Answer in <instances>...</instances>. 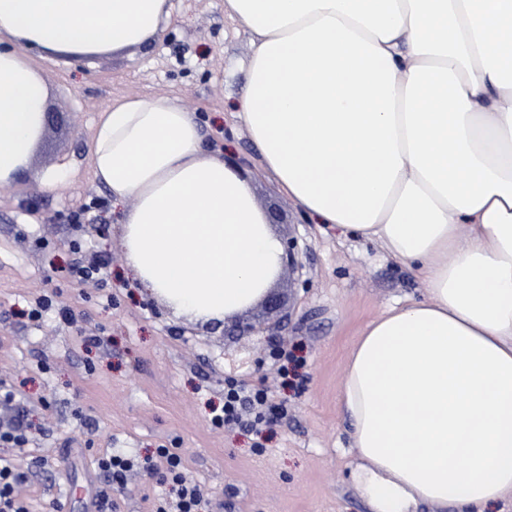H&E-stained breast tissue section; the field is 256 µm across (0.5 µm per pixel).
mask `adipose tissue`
I'll return each instance as SVG.
<instances>
[{"mask_svg": "<svg viewBox=\"0 0 512 512\" xmlns=\"http://www.w3.org/2000/svg\"><path fill=\"white\" fill-rule=\"evenodd\" d=\"M254 51L240 117L318 224L378 241L425 299L365 328L340 408L370 512L512 498V0H224ZM168 0H0V186L26 170L48 86L28 49L143 48ZM90 169L128 265L175 313L221 321L273 285L280 238L249 183L202 149L175 100L128 97Z\"/></svg>", "mask_w": 512, "mask_h": 512, "instance_id": "adipose-tissue-1", "label": "adipose tissue"}]
</instances>
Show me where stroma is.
<instances>
[{
	"mask_svg": "<svg viewBox=\"0 0 512 512\" xmlns=\"http://www.w3.org/2000/svg\"><path fill=\"white\" fill-rule=\"evenodd\" d=\"M253 48L224 0H169L149 47L71 57L30 50L49 87L47 122L29 169L0 186V383L15 393L0 419L23 418L24 447L0 446L25 480L31 512H91L104 484L99 454L147 461L159 447L181 453L209 512H368L349 478V425L339 395L348 356L365 326L389 306L422 299L426 285L379 243L313 223L265 171L238 118ZM127 96L174 97L196 113L206 153L235 160L259 207L296 238V271L280 269L282 313L261 305L244 318L274 326L291 362L255 339L175 315L140 288L120 238L127 203L112 202L89 167L99 112ZM60 177L46 189L43 176ZM102 263V281H73L75 255ZM53 310L31 319L40 296ZM71 311L66 324L59 308ZM267 388L284 415L255 437L215 425L224 385ZM169 485L142 470L112 489L118 512H153Z\"/></svg>",
	"mask_w": 512,
	"mask_h": 512,
	"instance_id": "35a3bbf8",
	"label": "stroma"
}]
</instances>
